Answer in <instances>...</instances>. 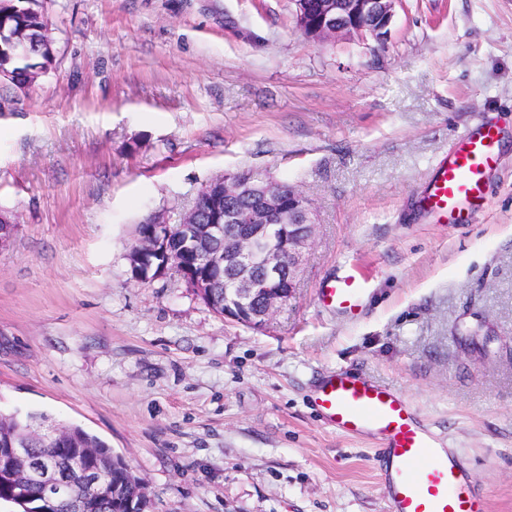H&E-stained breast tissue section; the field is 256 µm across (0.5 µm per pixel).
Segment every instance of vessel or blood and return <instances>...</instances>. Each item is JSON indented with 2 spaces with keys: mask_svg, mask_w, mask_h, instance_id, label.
Returning <instances> with one entry per match:
<instances>
[{
  "mask_svg": "<svg viewBox=\"0 0 512 512\" xmlns=\"http://www.w3.org/2000/svg\"><path fill=\"white\" fill-rule=\"evenodd\" d=\"M501 130L481 121L460 136L433 166L417 210L435 224L470 223L483 207L486 177L500 161ZM365 283L351 273L321 285L322 306L350 316L362 310ZM313 403L341 433L377 437L380 483L390 512H487L474 476L441 449L419 422L411 405L389 387L349 373L319 382Z\"/></svg>",
  "mask_w": 512,
  "mask_h": 512,
  "instance_id": "b4317fda",
  "label": "vessel or blood"
}]
</instances>
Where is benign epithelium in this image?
I'll return each instance as SVG.
<instances>
[{
  "instance_id": "1",
  "label": "benign epithelium",
  "mask_w": 512,
  "mask_h": 512,
  "mask_svg": "<svg viewBox=\"0 0 512 512\" xmlns=\"http://www.w3.org/2000/svg\"><path fill=\"white\" fill-rule=\"evenodd\" d=\"M295 5L296 30L314 42H325L336 36L359 40L371 38L384 44L392 23L396 4L401 0H292ZM35 50L26 52L30 61L25 86L29 87L51 64L48 26L37 29ZM224 198L229 203L238 197L248 199V206L224 208L222 223L211 222L204 233L191 239L194 250L208 267L224 273V319L261 328L269 325L286 304L303 271L304 250L316 230L309 200L299 192L282 190L269 180L251 173L224 175ZM205 223L196 206L181 214L179 225H170L165 215L149 217L141 236L140 252L128 259L135 266L147 253L165 257L156 277L178 268L181 259L167 248L176 232H192ZM94 448H81L68 460V470L77 475L71 481L61 476L51 457L35 460L28 455L24 443L15 438L0 440V480L15 485L16 495L25 485L37 480L42 485V498L51 507L61 498L69 502L71 512H88L111 491L109 479L101 470L86 468V459Z\"/></svg>"
}]
</instances>
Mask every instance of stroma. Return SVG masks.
<instances>
[{
  "instance_id": "obj_1",
  "label": "stroma",
  "mask_w": 512,
  "mask_h": 512,
  "mask_svg": "<svg viewBox=\"0 0 512 512\" xmlns=\"http://www.w3.org/2000/svg\"><path fill=\"white\" fill-rule=\"evenodd\" d=\"M53 60L0 80V409L82 427L154 512H389L378 441L312 391L348 372L400 392L512 512V0H402L384 45L295 29L291 0H39ZM501 159L464 225L413 207L469 125ZM253 171L318 229L287 306L224 321L175 272L132 279L155 212ZM357 267L361 316L321 307Z\"/></svg>"
}]
</instances>
